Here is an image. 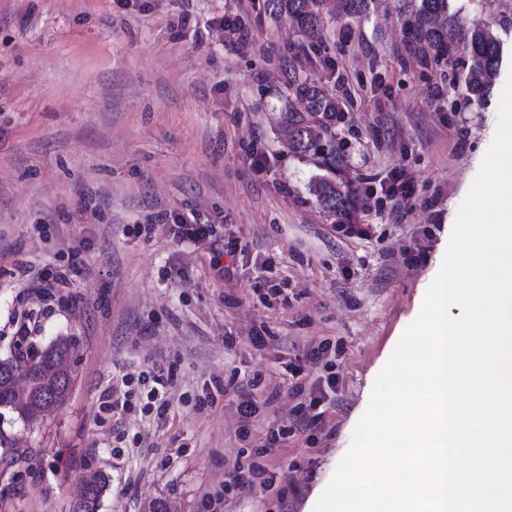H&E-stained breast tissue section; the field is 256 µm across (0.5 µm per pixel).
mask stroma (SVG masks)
I'll return each instance as SVG.
<instances>
[{"label":"stroma","instance_id":"1","mask_svg":"<svg viewBox=\"0 0 512 512\" xmlns=\"http://www.w3.org/2000/svg\"><path fill=\"white\" fill-rule=\"evenodd\" d=\"M452 4L502 42L484 101L455 82L464 55L409 43L403 0H373L366 20L337 26L305 64L308 82L353 98L336 135L355 190L348 221L373 227L359 240L337 233L310 194L319 168L288 150L283 116L304 105L288 94L300 50L287 21L256 20L253 0H0V355L28 316L33 342L73 339L78 374L40 424L0 419V512H71L82 479L99 471L109 478L99 512H148L154 500L168 512H304L418 314L494 136L512 74V0ZM220 15L239 20L246 41L210 26ZM256 150L270 157L260 173ZM396 170L413 182L411 199L367 196L369 180ZM164 211L237 237L233 280L227 258L157 228ZM139 224L155 230L136 235ZM266 257L289 306L261 300ZM17 259L66 270L69 287L31 288L13 274ZM260 326L277 337L262 351L249 339ZM325 338L345 350L325 430L271 457V487L225 490L242 444L236 398L212 379L263 371L281 390L258 418L266 430L294 405L282 362ZM156 367L176 376L164 417L103 406L123 376Z\"/></svg>","mask_w":512,"mask_h":512}]
</instances>
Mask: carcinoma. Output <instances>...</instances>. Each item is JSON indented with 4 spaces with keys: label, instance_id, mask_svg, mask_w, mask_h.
I'll return each instance as SVG.
<instances>
[{
    "label": "carcinoma",
    "instance_id": "cac0c4a2",
    "mask_svg": "<svg viewBox=\"0 0 512 512\" xmlns=\"http://www.w3.org/2000/svg\"><path fill=\"white\" fill-rule=\"evenodd\" d=\"M372 0H340V9L329 5V0H262L260 13L272 21L286 15L291 20L304 50L318 54L328 50L327 39L337 23L359 21L368 16ZM406 31L416 40L438 52L453 57L463 52L470 64L466 66L463 82L467 97L482 100L489 95L492 78L500 60V44L489 28L474 24L468 28L461 24L459 14L450 8L449 0H410L407 5ZM288 89L308 103L305 117L299 112H287L284 123L288 129V148L298 156L317 159L327 174L319 176L311 186L312 194L329 214L343 216L353 194L350 181L336 180L334 174L344 168V148L336 141V109L338 98L333 93L308 85L294 74L288 79ZM72 342L60 338L53 346L37 348L33 345L18 350L12 356L0 358V371H11L26 359L34 362L43 373V380H57L63 357L71 355ZM68 393L62 391L51 401L52 407L42 400V386L34 383L23 394L0 388V408L9 410L25 423L35 424L40 412L48 413L59 406ZM108 477L101 474L85 482L84 491L74 502L72 512H99Z\"/></svg>",
    "mask_w": 512,
    "mask_h": 512
}]
</instances>
